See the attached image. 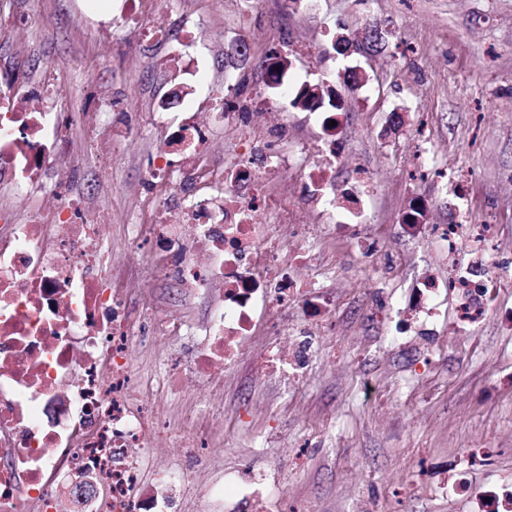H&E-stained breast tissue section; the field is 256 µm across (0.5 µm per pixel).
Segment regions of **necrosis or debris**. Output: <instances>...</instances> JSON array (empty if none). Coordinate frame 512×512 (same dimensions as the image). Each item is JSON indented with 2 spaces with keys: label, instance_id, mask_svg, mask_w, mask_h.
<instances>
[{
  "label": "necrosis or debris",
  "instance_id": "obj_1",
  "mask_svg": "<svg viewBox=\"0 0 512 512\" xmlns=\"http://www.w3.org/2000/svg\"><path fill=\"white\" fill-rule=\"evenodd\" d=\"M269 107L256 92L225 111L152 115L177 129L147 164V201L164 205L186 182L195 198L181 210L186 231L146 221L129 234L137 250L154 245L153 273H177L191 292L222 287L200 329L203 346L190 365L171 366L170 386L241 359L258 327L280 335L278 310L304 291L287 255L267 244L312 232L300 206L271 185L301 158L288 149L287 118L254 133L252 113ZM227 123L241 127L244 145L213 172L207 146ZM66 142L59 113L13 104L0 113V173L30 186L60 168ZM261 211L276 223H257ZM103 230L67 196L23 219L0 203V512H78L67 492L75 477L110 491L90 512H171L166 491L184 476L159 469L143 486L145 455L165 441L189 457L212 446L210 431L176 433L139 394L127 357L135 332L123 299L103 285L112 276L98 248Z\"/></svg>",
  "mask_w": 512,
  "mask_h": 512
}]
</instances>
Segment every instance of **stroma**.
I'll use <instances>...</instances> for the list:
<instances>
[{
    "mask_svg": "<svg viewBox=\"0 0 512 512\" xmlns=\"http://www.w3.org/2000/svg\"><path fill=\"white\" fill-rule=\"evenodd\" d=\"M112 3L0 0V55L11 61L0 83L46 112L62 99L73 112H107L122 99L136 137L105 162L99 133L78 126L63 161L71 196L107 224L112 288L136 324L174 313L196 327L216 299L130 256L147 162L170 134L153 123V105L189 93L205 110L219 93L249 96L274 49L290 61L292 90L317 83L341 98L336 210L310 205L314 236L288 242L289 252L316 256L291 268L312 284L308 298L280 313L282 344L306 345L299 374L260 373L244 358L222 380L188 377L166 392L167 363L193 358L202 336L131 349L160 413L184 431H213L207 459L173 447L153 455L190 483L170 490L174 512H247L234 499L208 507L201 498L206 484L240 472L286 495L258 512H488L490 499L512 512V0H319L303 12L263 0L243 17L219 0H196L187 13L173 0L157 21L174 38L193 16L199 80L167 63L164 41L129 36ZM16 14L24 25L10 24ZM339 34L344 55L333 48ZM353 66L365 80L351 89ZM49 67L63 76L50 95L40 85ZM319 133L315 117L293 108L288 136L313 167ZM424 151L436 166L422 177ZM335 217L342 228H332ZM460 272L490 283L473 322L460 318L474 300L458 287ZM431 278L441 288L426 311L419 295ZM311 302L324 303L331 332L307 320Z\"/></svg>",
    "mask_w": 512,
    "mask_h": 512,
    "instance_id": "1",
    "label": "stroma"
}]
</instances>
